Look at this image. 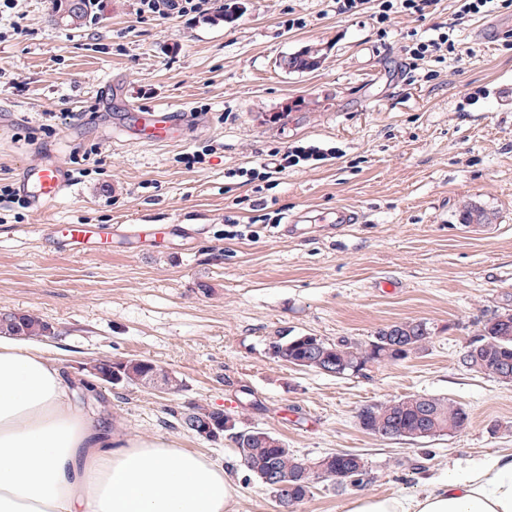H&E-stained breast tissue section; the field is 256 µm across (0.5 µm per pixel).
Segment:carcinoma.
Here are the masks:
<instances>
[{"label": "carcinoma", "mask_w": 512, "mask_h": 512, "mask_svg": "<svg viewBox=\"0 0 512 512\" xmlns=\"http://www.w3.org/2000/svg\"><path fill=\"white\" fill-rule=\"evenodd\" d=\"M55 17L67 14L65 25H78L87 11V0H79L73 6L71 0H52ZM325 60L323 48L308 45L288 57V70L312 71ZM464 224H488L490 217L477 206H468L460 215ZM46 324L39 317L22 314L0 320V334L20 338H35L44 335ZM393 334L404 336V343L413 351L426 347L431 336L427 324L408 321L393 324L378 330L365 343L348 339L329 342L320 337L304 334L290 336L280 333L269 342L274 357L291 363L295 367L317 370L334 364L339 367L338 376L353 374V370L366 369L367 365L385 361L406 359L400 351L385 345L384 338ZM474 366L469 371L491 378L499 383L512 384V371L507 372L503 364H512V324L503 326L488 317L481 321L478 338L473 343ZM122 384L147 388L158 381L171 382L170 373L148 359L131 358L120 363ZM359 426L368 433L382 439L395 437L412 442H422L449 435L465 429L470 423V414L463 405L437 395H409L383 403L366 404L356 415ZM198 421H233L225 430L231 435L241 465L253 474L273 494L282 512H295L312 493L315 487L313 472L321 466L323 458L310 460L287 448L276 436L241 420L240 415L222 410L193 405L180 413L178 425L190 430L189 423ZM366 473L362 455L339 452L328 464L322 478L341 489L361 482Z\"/></svg>", "instance_id": "obj_1"}]
</instances>
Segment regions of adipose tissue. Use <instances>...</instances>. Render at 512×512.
<instances>
[{
  "instance_id": "obj_1",
  "label": "adipose tissue",
  "mask_w": 512,
  "mask_h": 512,
  "mask_svg": "<svg viewBox=\"0 0 512 512\" xmlns=\"http://www.w3.org/2000/svg\"><path fill=\"white\" fill-rule=\"evenodd\" d=\"M40 344L0 335V512H234L223 467L163 441H123L76 408ZM347 512H512V455L365 495Z\"/></svg>"
}]
</instances>
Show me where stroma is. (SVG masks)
Instances as JSON below:
<instances>
[{
    "label": "stroma",
    "instance_id": "1",
    "mask_svg": "<svg viewBox=\"0 0 512 512\" xmlns=\"http://www.w3.org/2000/svg\"><path fill=\"white\" fill-rule=\"evenodd\" d=\"M210 5L191 20L142 18L136 0H101L77 28L53 21L51 0H17L0 14V185H16L24 164L69 170L75 152L100 150L49 210L0 200V312L51 323L45 342L70 379L98 359L144 358L176 374L175 393L101 387L112 426L224 467L239 488L236 512L278 507L230 440L178 426L190 405L241 415L312 460L362 454L363 484L318 483L297 512L414 495L431 471L512 453V384L459 362L480 320L512 310V26L475 36L485 20L512 23V8L457 26L453 0L382 24L339 13L337 0ZM439 25L461 55L410 69L407 45ZM309 44L326 52L317 70L282 68ZM108 84L122 99L107 111ZM125 100L188 108L181 139L128 140ZM300 144L336 155L289 168L259 193L236 174ZM208 146L205 163L185 166V153ZM469 203L490 213L489 227L461 223ZM345 208L361 223H337ZM228 216L257 218V236L225 238ZM291 216L301 222L288 234ZM74 222L111 225V247L85 256L54 245L53 225ZM132 224L172 231L153 248L128 234ZM407 321L426 322V348L358 375L268 351L280 330L364 342ZM413 394L464 405L468 428L423 444L360 428L362 406Z\"/></svg>",
    "mask_w": 512,
    "mask_h": 512
}]
</instances>
